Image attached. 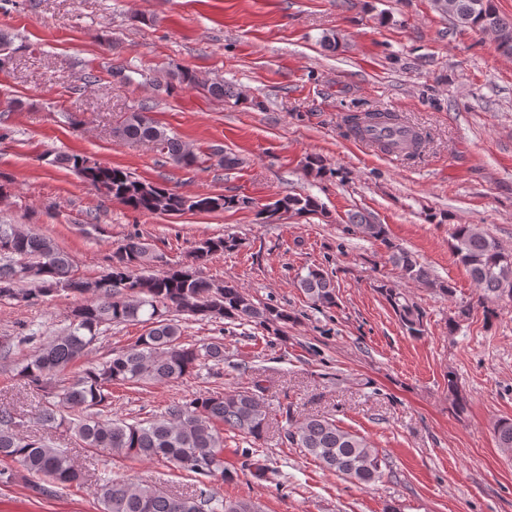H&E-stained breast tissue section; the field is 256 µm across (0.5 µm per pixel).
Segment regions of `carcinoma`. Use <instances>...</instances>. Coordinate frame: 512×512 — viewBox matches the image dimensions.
Here are the masks:
<instances>
[{
	"instance_id": "carcinoma-1",
	"label": "carcinoma",
	"mask_w": 512,
	"mask_h": 512,
	"mask_svg": "<svg viewBox=\"0 0 512 512\" xmlns=\"http://www.w3.org/2000/svg\"><path fill=\"white\" fill-rule=\"evenodd\" d=\"M437 10L460 28L492 34L498 50L512 55V18L501 15L494 0H435ZM382 112H365L345 118L349 133L356 135L362 122H378ZM112 134L123 140L145 141L173 164L191 167L198 156L168 134L141 106L123 115ZM53 162L75 171L100 195L116 200L142 215H183L253 208L247 197L237 194L187 196L164 185L141 181L119 167L101 166L78 155L57 156ZM311 175L319 179L339 176L318 157L306 162ZM323 211L312 195H285L256 211L261 222L274 221L276 213L305 217ZM359 231L383 245L391 262L407 281L425 285L445 296L454 295L449 282L432 276L414 255L394 244L384 224L371 222L368 215L349 216L346 231ZM451 249L468 271L479 291L478 303L486 321L497 317L499 303L512 301V253L505 251L488 233L473 224H458L451 235ZM241 245L233 235L199 241L190 253L191 264L159 274H144L154 262L149 243L139 233L126 236L112 251L111 264L94 280L69 275L70 256L47 236L0 223V301H33L40 296L65 292L84 297L72 308L65 331L47 345H41L16 375L32 391H41L80 360L99 337L102 328L131 322L142 323L146 332L125 351L102 362L91 363L75 378L58 385L42 409L43 421L66 426L92 452L148 461H164L202 477L195 493L169 494L153 486L135 482H106L101 485V512H261L249 498L221 499L213 484L234 478L224 467L223 424L229 430L255 440L269 428V415L259 396L243 390L211 391L185 402L172 404L162 416L129 423L102 417L112 399V385L137 386L170 382L190 376L202 367L224 362V339L212 338L202 344L182 342V320H229L254 323L271 336H281L292 320L288 310L277 304L255 302L234 282L219 285L196 274L195 266L213 256L232 252ZM297 286L317 307L337 305L333 276L321 268H309L297 279ZM377 292L392 308L405 333L418 337L425 332V314L401 289L380 283ZM78 409L82 415L67 419L65 412ZM287 443L313 457L324 469L362 485L384 476L378 452L362 436L346 431L328 417L296 419L286 411ZM498 446L512 453V419L499 420L494 428ZM11 460L22 472L0 468V484L22 480L35 495L47 492L45 484L61 489L78 486L86 479L64 448H55L43 438L28 435L20 418L0 410V461ZM241 470L259 479L267 478L268 466L261 458L249 456Z\"/></svg>"
}]
</instances>
